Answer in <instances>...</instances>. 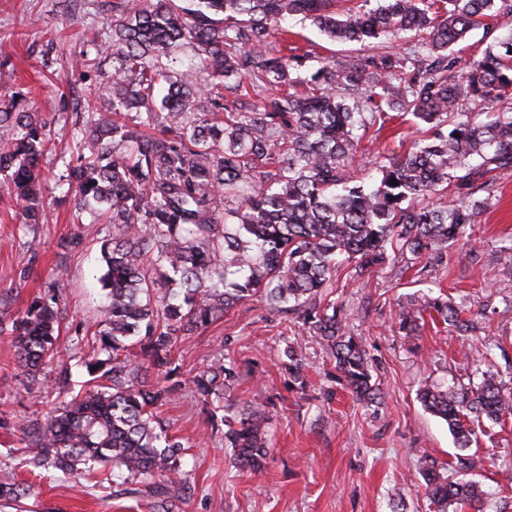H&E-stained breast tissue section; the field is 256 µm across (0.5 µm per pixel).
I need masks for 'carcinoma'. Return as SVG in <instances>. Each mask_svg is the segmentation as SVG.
<instances>
[{"label": "carcinoma", "instance_id": "cac0c4a2", "mask_svg": "<svg viewBox=\"0 0 512 512\" xmlns=\"http://www.w3.org/2000/svg\"><path fill=\"white\" fill-rule=\"evenodd\" d=\"M363 2L345 13L335 0L112 3L114 118L76 114L75 152L60 175L77 213L100 206L111 224L100 241L103 329L84 360L88 375L107 384L32 428L33 468L67 475L110 464L124 475V493L149 497L153 512H179L191 492L186 445L156 414L186 385L174 348L255 297L310 325L355 395L378 399L361 338L341 306L322 303V291L342 261L362 276L391 252L418 258L464 238L484 213L494 173L512 169V107L481 119L512 98V36L466 68L449 50L474 29L511 23L512 0ZM299 15L341 43L369 47L409 34V51L329 60L304 83L291 70L308 54L288 48L284 26ZM91 47L79 59L87 72L99 69L100 47ZM184 48L192 55L178 68ZM396 112L424 124V139L401 156L363 163L367 131ZM0 129V176L13 186L23 223L41 224L47 123L14 95L0 107ZM448 190L455 199L437 203ZM433 311L468 330L461 311L439 298L403 308L399 326L416 332ZM61 320L53 294L34 298L20 316L0 315V335L11 337L28 379L58 353ZM284 355L304 385L296 347ZM238 380L237 362L224 358L190 388L206 403ZM419 397L458 449L454 479L430 456L418 461L435 512H484L486 492L465 479L475 465L474 428L511 413L512 392L486 371L476 385L428 386ZM268 420L259 403L220 419L239 466L263 470ZM27 491L0 479V501L18 502Z\"/></svg>", "mask_w": 512, "mask_h": 512}]
</instances>
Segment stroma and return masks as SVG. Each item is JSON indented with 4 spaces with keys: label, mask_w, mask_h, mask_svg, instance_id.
Returning a JSON list of instances; mask_svg holds the SVG:
<instances>
[{
    "label": "stroma",
    "mask_w": 512,
    "mask_h": 512,
    "mask_svg": "<svg viewBox=\"0 0 512 512\" xmlns=\"http://www.w3.org/2000/svg\"><path fill=\"white\" fill-rule=\"evenodd\" d=\"M113 0H0V100L25 94L31 111L49 124L52 152L43 162L47 221L24 226L6 183L0 181V312L18 315L30 301L56 288L63 312L60 357L70 389L55 393L44 378L19 377L10 337L0 336V469L29 485L27 496L0 512H150L145 496L116 495L118 478L73 474L47 477L32 468L29 426L88 386L81 344L93 342L105 292L106 267L99 236L107 228L85 212L73 221V205L59 177L73 149L74 114L85 100L108 96L104 52L101 72L78 69L89 37L105 43L108 5ZM289 26L298 46L312 53L299 77L310 78L321 61L357 53L358 45L331 41L311 21ZM499 192L488 202L468 238L440 247L430 259H401L357 277L340 265L324 296L344 304L352 334L361 337L382 400L356 399L340 380L335 360L301 321L285 319L266 302L238 305L197 335L178 341L174 355L184 379L206 370L216 357L237 361L235 389L210 405L180 395L160 411L169 433L189 448L183 470L192 486L180 512H434L417 467L421 455L438 464L457 453L445 421L417 398L426 384L480 382L491 369L512 377V170L495 176ZM79 237L72 251L61 240ZM68 269L64 281L53 270ZM27 279H20V270ZM442 297L473 318L460 332L442 320L406 334L398 316L410 300ZM297 343L304 381L296 383L283 351ZM266 402L271 454L263 472L238 467L224 434L213 423L226 408ZM483 462L469 474L489 497L486 512H512V415L476 430Z\"/></svg>",
    "instance_id": "35a3bbf8"
}]
</instances>
